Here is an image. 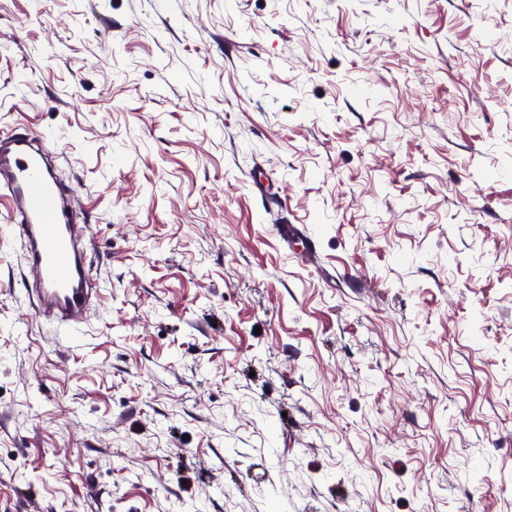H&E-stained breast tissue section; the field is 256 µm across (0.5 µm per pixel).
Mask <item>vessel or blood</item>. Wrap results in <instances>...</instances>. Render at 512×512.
Masks as SVG:
<instances>
[{
	"instance_id": "1",
	"label": "vessel or blood",
	"mask_w": 512,
	"mask_h": 512,
	"mask_svg": "<svg viewBox=\"0 0 512 512\" xmlns=\"http://www.w3.org/2000/svg\"><path fill=\"white\" fill-rule=\"evenodd\" d=\"M73 196L72 185L57 176L42 138L22 125L0 133V201L12 210L37 312L62 327L71 326L97 294L87 246L76 233Z\"/></svg>"
}]
</instances>
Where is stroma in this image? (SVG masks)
<instances>
[{
    "instance_id": "1",
    "label": "stroma",
    "mask_w": 512,
    "mask_h": 512,
    "mask_svg": "<svg viewBox=\"0 0 512 512\" xmlns=\"http://www.w3.org/2000/svg\"><path fill=\"white\" fill-rule=\"evenodd\" d=\"M20 122L99 294L0 205V512H512V0H0ZM74 189L56 174L44 140L24 125L0 133V201L12 210L14 231L32 273L28 291L37 312L70 327L97 295L78 237Z\"/></svg>"
}]
</instances>
